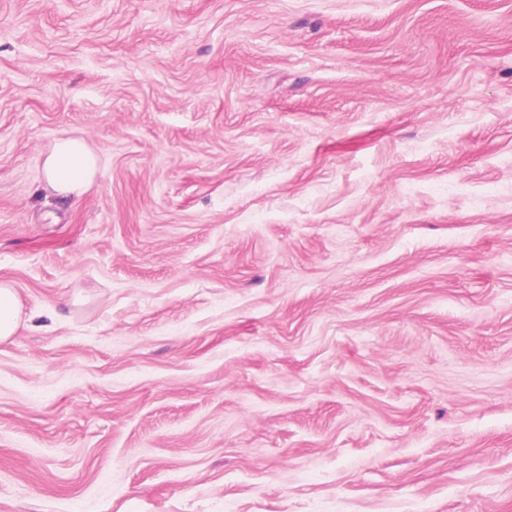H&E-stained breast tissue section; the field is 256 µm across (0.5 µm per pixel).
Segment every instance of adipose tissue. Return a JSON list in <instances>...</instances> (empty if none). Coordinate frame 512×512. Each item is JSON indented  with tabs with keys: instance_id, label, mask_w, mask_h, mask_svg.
Segmentation results:
<instances>
[{
	"instance_id": "adipose-tissue-1",
	"label": "adipose tissue",
	"mask_w": 512,
	"mask_h": 512,
	"mask_svg": "<svg viewBox=\"0 0 512 512\" xmlns=\"http://www.w3.org/2000/svg\"><path fill=\"white\" fill-rule=\"evenodd\" d=\"M98 169L99 158L84 140L61 138L44 158V185L49 192L77 199L89 189Z\"/></svg>"
}]
</instances>
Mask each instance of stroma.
<instances>
[{
	"instance_id": "1",
	"label": "stroma",
	"mask_w": 512,
	"mask_h": 512,
	"mask_svg": "<svg viewBox=\"0 0 512 512\" xmlns=\"http://www.w3.org/2000/svg\"><path fill=\"white\" fill-rule=\"evenodd\" d=\"M1 280L0 512H512V0H0ZM99 158L82 139L55 141L43 161L44 187L54 194L79 199L92 185ZM24 319V308L14 286L7 281L0 282V341L15 334Z\"/></svg>"
}]
</instances>
